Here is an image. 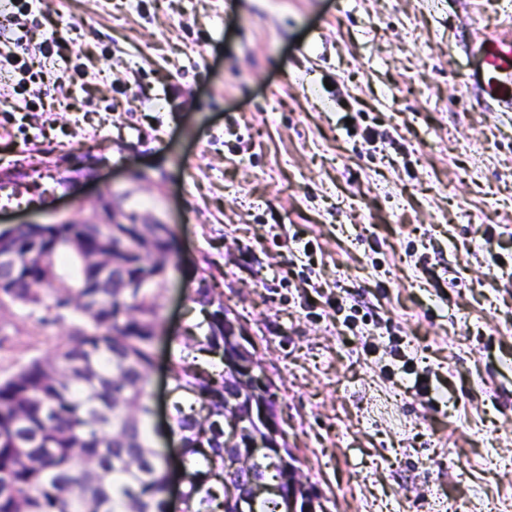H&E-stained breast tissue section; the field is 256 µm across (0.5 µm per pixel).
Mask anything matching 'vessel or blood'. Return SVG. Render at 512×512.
Wrapping results in <instances>:
<instances>
[{
	"label": "vessel or blood",
	"mask_w": 512,
	"mask_h": 512,
	"mask_svg": "<svg viewBox=\"0 0 512 512\" xmlns=\"http://www.w3.org/2000/svg\"><path fill=\"white\" fill-rule=\"evenodd\" d=\"M472 51L477 65L466 83L481 90L489 105L512 112V30L476 38Z\"/></svg>",
	"instance_id": "b4317fda"
}]
</instances>
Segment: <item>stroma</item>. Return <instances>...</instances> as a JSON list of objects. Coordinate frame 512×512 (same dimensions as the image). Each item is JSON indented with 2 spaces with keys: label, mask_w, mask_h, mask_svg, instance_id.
<instances>
[{
  "label": "stroma",
  "mask_w": 512,
  "mask_h": 512,
  "mask_svg": "<svg viewBox=\"0 0 512 512\" xmlns=\"http://www.w3.org/2000/svg\"><path fill=\"white\" fill-rule=\"evenodd\" d=\"M96 93L0 112V230L156 219L176 242L147 393L200 273L244 326L323 512L512 506V112L463 83L512 0H43ZM310 244L311 262L299 245ZM363 304L344 327L337 305ZM66 327L0 306V380Z\"/></svg>",
  "instance_id": "1"
}]
</instances>
